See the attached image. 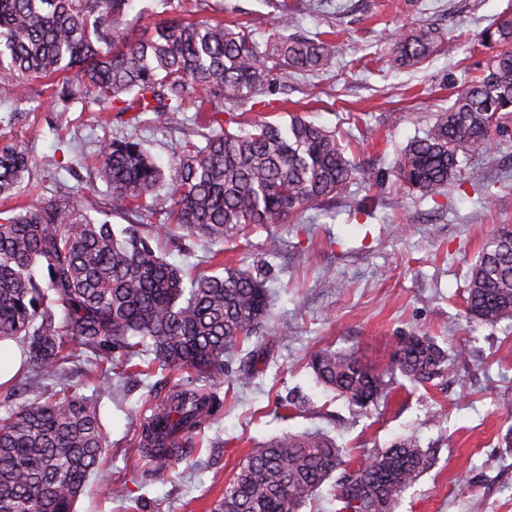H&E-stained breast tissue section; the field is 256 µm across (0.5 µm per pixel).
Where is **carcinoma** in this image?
<instances>
[{
	"mask_svg": "<svg viewBox=\"0 0 512 512\" xmlns=\"http://www.w3.org/2000/svg\"><path fill=\"white\" fill-rule=\"evenodd\" d=\"M132 0H0V91L74 103L101 112H154L173 118L193 107L219 132L186 141L169 176L132 136L105 140L97 171L112 191V211L134 212L115 233L74 201L47 199L0 217V342L21 344L31 380L57 378L33 400L0 416V512H74L108 448L86 379L112 384L145 352L173 374L172 385L142 423L140 453L167 472L203 425L224 412L216 383L224 359L255 341L241 378L265 371L262 338L270 306L263 280L231 267L185 278L156 253L142 231L159 215L155 236H202L222 243L249 226L277 224L358 180L378 182L369 166L345 155L336 133L295 113L285 125L239 126L236 109L270 86L271 55L300 72H319L336 53L332 39L299 38L279 16L265 46L247 27L175 16L128 37ZM492 50L482 75L436 113L424 136L396 160L403 184L425 197L461 173L459 154H480L512 117V17L480 33ZM440 33L419 27L395 35L391 63L417 65L437 50ZM238 125V130L231 125ZM34 163L20 140L0 146V196L17 193ZM466 316L484 324L512 320V231L484 243L468 280ZM316 378L365 408L401 375L425 384L448 371V351L424 334L398 337L390 369L380 373L353 351L320 349ZM346 460L325 434L285 433L251 450L214 512H299ZM431 465L408 436L344 476L336 512H394L402 494Z\"/></svg>",
	"mask_w": 512,
	"mask_h": 512,
	"instance_id": "1",
	"label": "carcinoma"
}]
</instances>
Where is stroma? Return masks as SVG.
<instances>
[{
  "mask_svg": "<svg viewBox=\"0 0 512 512\" xmlns=\"http://www.w3.org/2000/svg\"><path fill=\"white\" fill-rule=\"evenodd\" d=\"M294 30L332 33L336 55L315 75L282 69L245 119L287 122L289 113L335 130L354 161L373 167L379 181L351 184L307 207L289 222L254 229L219 244L202 237L161 244L170 263L188 273H212L225 263L265 281L271 292L269 366L239 378L245 353L226 359L224 412L194 438L189 451L159 475L140 458L142 421L165 391V374L113 379L85 388L99 406L109 452L76 504V512H213L253 445L286 432H322L357 462L399 436L430 451L431 467L403 495L396 512H512V453L501 437L512 427V320L470 324L464 317L469 271L484 242L512 230V119L486 153L462 159L464 171L442 195L408 191L395 160L423 134L435 113L482 72L483 28L512 15V0H173L131 25L129 33L178 15L236 21L265 42L283 9ZM438 29L439 52L413 68L390 64L392 34L418 26ZM209 128L194 111L172 120L143 116L137 127L114 112L18 101L0 92V144L23 140L34 174L0 210L39 198L72 197L78 187L91 216L110 213L111 190L96 155L105 137L134 136L171 171L184 141L204 144ZM221 253L222 263L211 262ZM436 337L445 348L466 347V359L426 385H405L366 409L319 384L309 366L320 348L352 350L372 369L389 368L400 332ZM129 495L110 500L106 486Z\"/></svg>",
  "mask_w": 512,
  "mask_h": 512,
  "instance_id": "35a3bbf8",
  "label": "stroma"
}]
</instances>
